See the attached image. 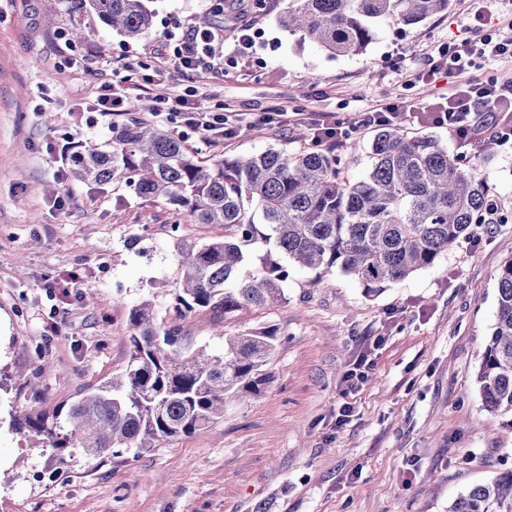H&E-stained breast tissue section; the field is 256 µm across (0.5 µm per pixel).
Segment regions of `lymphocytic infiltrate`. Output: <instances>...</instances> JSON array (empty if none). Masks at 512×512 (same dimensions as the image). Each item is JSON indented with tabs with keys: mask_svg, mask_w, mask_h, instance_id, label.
Returning <instances> with one entry per match:
<instances>
[{
	"mask_svg": "<svg viewBox=\"0 0 512 512\" xmlns=\"http://www.w3.org/2000/svg\"><path fill=\"white\" fill-rule=\"evenodd\" d=\"M496 0H467V11L473 21V37L453 43L439 51L437 59L425 71L407 74V83L435 82L442 77L465 73L476 62H496L512 59V14L502 16L497 30L485 32V20ZM164 50L157 57L158 65L175 63L190 71L209 72L224 66V32L220 29L199 28L194 25H175L164 38ZM151 75H142L136 88L153 92L157 107L155 117H161L176 127L189 130L200 140L210 144L231 143L243 130L239 115L204 109L186 111L187 100L153 88ZM486 116L485 126L502 142L512 141V80H469L458 84L444 101L416 113L417 121L437 127H448L460 141L471 142L478 133L472 116ZM259 122L283 126L290 122L309 126L313 140L319 145L340 144L345 132L343 121L335 113L322 112L316 116L298 112H264Z\"/></svg>",
	"mask_w": 512,
	"mask_h": 512,
	"instance_id": "f902f5d3",
	"label": "lymphocytic infiltrate"
}]
</instances>
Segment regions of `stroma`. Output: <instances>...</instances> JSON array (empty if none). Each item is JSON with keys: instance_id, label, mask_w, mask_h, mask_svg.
I'll list each match as a JSON object with an SVG mask.
<instances>
[{"instance_id": "35a3bbf8", "label": "stroma", "mask_w": 512, "mask_h": 512, "mask_svg": "<svg viewBox=\"0 0 512 512\" xmlns=\"http://www.w3.org/2000/svg\"><path fill=\"white\" fill-rule=\"evenodd\" d=\"M216 16L250 25L256 53L224 42V71L169 67L168 93L194 90L202 107L253 119L287 106L336 112L353 134L342 152L368 168L363 112L403 98L418 112L448 82L405 84L439 48L472 36L464 0L417 25L380 24L356 55H328L278 23L283 0ZM152 31L131 41L71 0H0V512H447L449 500L512 468V428L484 410L475 377L492 332L496 276L512 260V222L460 243L433 267L374 297L332 271L291 268L281 303L226 322L199 310L178 318L185 348H224L225 336L274 328L278 341L260 394L223 419L149 450L98 459L31 447L16 420L75 401L127 362L130 309L155 303L175 317L179 239L223 236L215 224L171 233L167 205L121 184L97 186L58 158L112 136L94 109L100 88L153 68L164 33L208 12L206 0H156ZM85 37L77 41L74 30ZM297 125L243 130L231 145L189 144L199 160L295 152ZM483 172L512 213V147L493 142ZM66 205H58L59 197ZM66 287H58V280ZM224 335H217V328ZM375 366L359 389L348 369L364 350ZM352 416L338 422L342 404Z\"/></svg>"}]
</instances>
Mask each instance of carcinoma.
I'll list each match as a JSON object with an SVG mask.
<instances>
[{
  "mask_svg": "<svg viewBox=\"0 0 512 512\" xmlns=\"http://www.w3.org/2000/svg\"><path fill=\"white\" fill-rule=\"evenodd\" d=\"M76 7L124 37L137 40L153 26L151 0H74ZM280 25L333 55H353L374 39L381 21L418 24L448 10L450 0H283ZM370 164L360 179L347 171L350 154L319 147L293 154L273 146L259 154L224 156L205 164L186 141L129 116L112 125V139L79 151L71 172L83 182L123 183L143 198L170 205V229L219 224L224 236L180 241L178 315L198 309L226 320L284 297L288 265L320 277L334 269L368 296L435 264L483 226L492 199L481 161L448 151L432 135L410 136L395 124L377 127ZM260 211L265 230L258 228ZM271 245L288 260L253 256ZM123 372L68 407L18 424L38 448H78L98 458L115 448L140 453L191 435L224 417V404L255 394L277 335L259 329L224 337V350L184 351L180 327L156 322L144 301L128 316ZM485 410L512 414V260L497 274V311L476 375ZM448 512H512V469L497 473L448 503Z\"/></svg>",
  "mask_w": 512,
  "mask_h": 512,
  "instance_id": "1",
  "label": "carcinoma"
}]
</instances>
